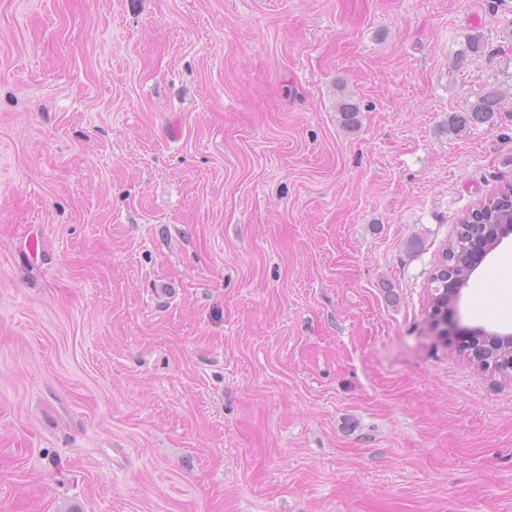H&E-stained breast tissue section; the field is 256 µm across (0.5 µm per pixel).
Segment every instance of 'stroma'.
<instances>
[{"label":"stroma","mask_w":512,"mask_h":512,"mask_svg":"<svg viewBox=\"0 0 512 512\" xmlns=\"http://www.w3.org/2000/svg\"><path fill=\"white\" fill-rule=\"evenodd\" d=\"M493 85L512 0H0V512H512V377L427 312ZM504 92L498 87H488L470 101L459 113L452 116L449 123L451 131L465 129L471 125L494 123L497 112H501ZM336 112L339 114L340 125L348 130H354L360 122L361 104L345 89L340 90L336 101Z\"/></svg>","instance_id":"35a3bbf8"}]
</instances>
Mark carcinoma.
<instances>
[{
	"instance_id": "cac0c4a2",
	"label": "carcinoma",
	"mask_w": 512,
	"mask_h": 512,
	"mask_svg": "<svg viewBox=\"0 0 512 512\" xmlns=\"http://www.w3.org/2000/svg\"><path fill=\"white\" fill-rule=\"evenodd\" d=\"M503 99L504 92L500 88L491 86L484 89L462 111L452 116L449 123L450 130L456 131L471 125L493 122L497 112L501 111ZM336 112L339 114V123L343 128L354 130L358 127L362 112L361 104L344 89L338 94ZM502 224H512V192L507 189L482 199L474 217L460 219L455 237L448 241V248L442 249L441 259L434 270L435 287L443 288L448 278L454 274L458 276L466 274L467 242L475 235L487 239L496 238L498 228ZM508 360L512 361V342L488 349L483 357V363L488 368Z\"/></svg>"
}]
</instances>
